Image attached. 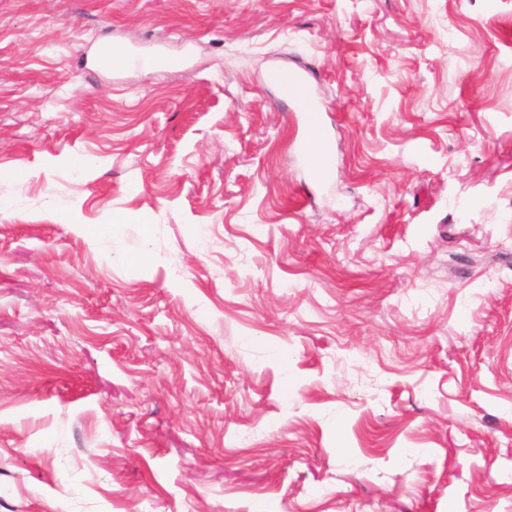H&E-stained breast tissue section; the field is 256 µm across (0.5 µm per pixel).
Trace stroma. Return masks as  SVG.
<instances>
[{
    "label": "stroma",
    "instance_id": "stroma-1",
    "mask_svg": "<svg viewBox=\"0 0 512 512\" xmlns=\"http://www.w3.org/2000/svg\"><path fill=\"white\" fill-rule=\"evenodd\" d=\"M0 512H512V0H0Z\"/></svg>",
    "mask_w": 512,
    "mask_h": 512
}]
</instances>
